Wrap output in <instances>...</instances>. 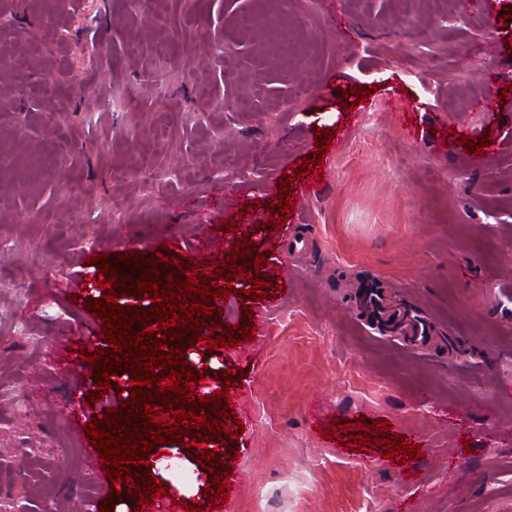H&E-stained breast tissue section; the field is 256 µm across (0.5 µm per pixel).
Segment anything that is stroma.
Returning <instances> with one entry per match:
<instances>
[{"label":"stroma","instance_id":"35a3bbf8","mask_svg":"<svg viewBox=\"0 0 512 512\" xmlns=\"http://www.w3.org/2000/svg\"><path fill=\"white\" fill-rule=\"evenodd\" d=\"M465 2L0 0L21 76L0 83V501L38 485L100 512L61 460L90 440L60 362L108 345L95 260L174 240L175 270L210 276L192 243L212 233L275 281L214 301L231 328L251 306V339L186 350L203 391L242 373L214 512H512V0ZM370 282L426 343L374 328ZM380 418L416 457L355 443ZM156 476L173 512L206 504L210 471Z\"/></svg>","mask_w":512,"mask_h":512}]
</instances>
